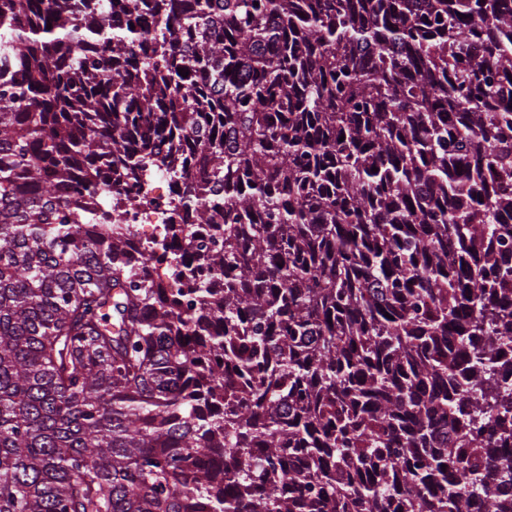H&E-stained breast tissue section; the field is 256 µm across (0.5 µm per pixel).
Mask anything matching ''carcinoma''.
<instances>
[{
	"instance_id": "cac0c4a2",
	"label": "carcinoma",
	"mask_w": 512,
	"mask_h": 512,
	"mask_svg": "<svg viewBox=\"0 0 512 512\" xmlns=\"http://www.w3.org/2000/svg\"><path fill=\"white\" fill-rule=\"evenodd\" d=\"M506 365L512 0H0V512H512ZM158 165L155 173L142 183L141 206L128 212L121 223L126 224L127 235L132 242L128 258L135 265L139 263L141 251L147 246L149 238L158 235L159 227L153 228V224H163L158 222L159 213L171 196L168 178L163 167Z\"/></svg>"
}]
</instances>
